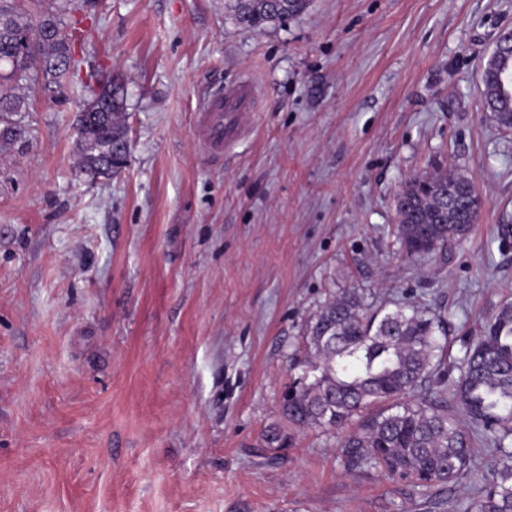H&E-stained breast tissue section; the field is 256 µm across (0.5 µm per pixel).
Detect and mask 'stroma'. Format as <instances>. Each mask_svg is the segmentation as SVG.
<instances>
[{"label": "stroma", "mask_w": 512, "mask_h": 512, "mask_svg": "<svg viewBox=\"0 0 512 512\" xmlns=\"http://www.w3.org/2000/svg\"><path fill=\"white\" fill-rule=\"evenodd\" d=\"M71 43L126 97L116 177L75 170L80 85L49 86L0 147V512H470L502 456L423 495L345 471L336 436L283 424L301 337L344 292L441 313L448 358L512 301V132L480 71L512 0H309L238 28L226 0H92ZM250 78L241 143L212 158L198 105ZM455 167L467 237L408 261L411 177Z\"/></svg>", "instance_id": "1"}]
</instances>
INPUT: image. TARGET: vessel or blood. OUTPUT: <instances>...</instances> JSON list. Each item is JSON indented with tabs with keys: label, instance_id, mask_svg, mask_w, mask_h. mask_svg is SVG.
<instances>
[{
	"label": "vessel or blood",
	"instance_id": "b4317fda",
	"mask_svg": "<svg viewBox=\"0 0 512 512\" xmlns=\"http://www.w3.org/2000/svg\"><path fill=\"white\" fill-rule=\"evenodd\" d=\"M253 110V93L246 83L225 87L208 97L201 106L204 146L217 153L232 148L243 134L246 115Z\"/></svg>",
	"mask_w": 512,
	"mask_h": 512
}]
</instances>
